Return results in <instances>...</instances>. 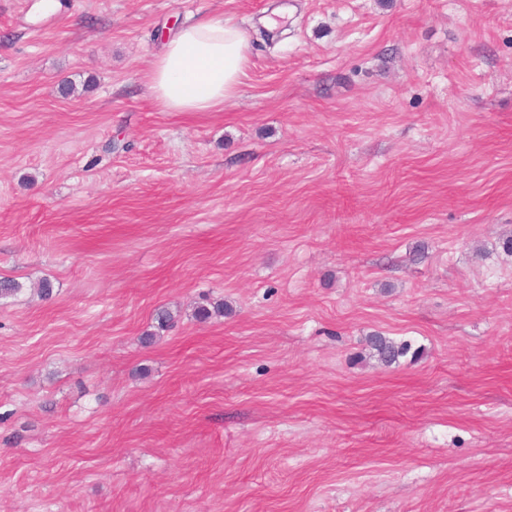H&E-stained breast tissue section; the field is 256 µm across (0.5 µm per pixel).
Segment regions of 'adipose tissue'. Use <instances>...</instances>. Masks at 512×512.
I'll list each match as a JSON object with an SVG mask.
<instances>
[{
  "mask_svg": "<svg viewBox=\"0 0 512 512\" xmlns=\"http://www.w3.org/2000/svg\"><path fill=\"white\" fill-rule=\"evenodd\" d=\"M246 36L215 16L168 39L148 74L157 103L169 112H212L233 99L248 66Z\"/></svg>",
  "mask_w": 512,
  "mask_h": 512,
  "instance_id": "adipose-tissue-1",
  "label": "adipose tissue"
}]
</instances>
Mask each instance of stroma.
Here are the masks:
<instances>
[{
	"mask_svg": "<svg viewBox=\"0 0 512 512\" xmlns=\"http://www.w3.org/2000/svg\"><path fill=\"white\" fill-rule=\"evenodd\" d=\"M511 238L512 0H0V512H512ZM246 36L215 16L179 29L148 74L157 103L169 112H212L233 99L248 66ZM369 344L375 350L379 361L387 366L396 363L409 350L408 344L397 343L389 337L378 334H373L369 337Z\"/></svg>",
	"mask_w": 512,
	"mask_h": 512,
	"instance_id": "stroma-1",
	"label": "stroma"
}]
</instances>
